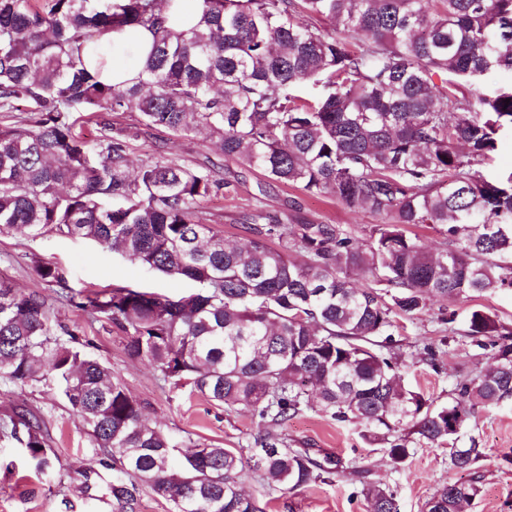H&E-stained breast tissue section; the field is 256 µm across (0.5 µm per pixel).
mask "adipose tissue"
<instances>
[{
    "mask_svg": "<svg viewBox=\"0 0 512 512\" xmlns=\"http://www.w3.org/2000/svg\"><path fill=\"white\" fill-rule=\"evenodd\" d=\"M151 42V34L141 28L127 27L104 34L98 42L99 53L105 59L102 80L111 83L132 80L137 73L133 59L145 56Z\"/></svg>",
    "mask_w": 512,
    "mask_h": 512,
    "instance_id": "obj_1",
    "label": "adipose tissue"
}]
</instances>
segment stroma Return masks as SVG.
<instances>
[{
    "label": "stroma",
    "instance_id": "1",
    "mask_svg": "<svg viewBox=\"0 0 512 512\" xmlns=\"http://www.w3.org/2000/svg\"><path fill=\"white\" fill-rule=\"evenodd\" d=\"M119 121L133 135L135 158L166 157L195 166L216 165L217 178L228 181L223 193L204 204L207 224L225 240L243 243L249 234L239 219L255 206L271 218L306 220L342 225L358 240H365L378 217L366 211L348 212L335 200L300 189L268 182L256 170H246L225 160L208 143L176 137L164 128L138 127L133 114ZM50 262L65 269L71 288L99 291L115 285L169 295L191 291L188 280H173L145 269L96 244L55 235L29 239L0 235V278L25 291L40 292L53 316L74 329L88 353L98 358L129 392L145 406V417L160 426L180 451L197 444H213L234 450L249 447L256 423L242 410L219 406L189 388L163 381L159 371L129 360L116 332L108 324L61 303L54 289L38 280L36 263ZM494 314L500 327L512 332V289L472 301L431 302L413 319H396L385 350L396 359L403 383L423 392L438 406L447 405L459 376L483 372L492 362V337L475 345L467 337L466 319L473 305ZM433 348L436 364H429L425 348ZM39 411L59 458L55 471L36 475L27 465L19 444L0 434V512H173L169 501L155 496L142 483L134 485L132 510L122 508L112 496L113 472L105 466L99 449L87 440L77 416L54 390L19 387L0 382V419L12 409ZM271 433L288 440L291 447L313 449L316 456H338L345 469L360 466L367 479L393 489L401 512H424L426 501L442 485L468 481V474L451 468L449 445L412 440L413 456L404 467L393 468L381 445L366 441L360 428L340 424L319 408H309ZM460 446L480 448L477 465L480 493L464 506V512H512V401L492 410H477L462 435ZM243 489L255 497L265 512H369L358 485L344 472L325 483L294 493L267 486L260 474L246 470Z\"/></svg>",
    "mask_w": 512,
    "mask_h": 512
}]
</instances>
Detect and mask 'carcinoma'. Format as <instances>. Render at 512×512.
Here are the masks:
<instances>
[{"mask_svg": "<svg viewBox=\"0 0 512 512\" xmlns=\"http://www.w3.org/2000/svg\"><path fill=\"white\" fill-rule=\"evenodd\" d=\"M183 0H0V112L29 116L0 126V234L83 239L166 276L198 284L184 296L125 286L85 293L39 262L37 278L71 308L120 334L126 356L174 385L257 419L248 461L288 493L336 474L267 426L317 402L384 444L398 468L413 454L404 431L430 444L460 437L476 407L512 399V335L493 344V367L460 380L446 406L401 383L397 363L369 347L395 317L432 298L455 301L512 288V174L476 166L512 124V88L475 102L457 96L489 73L512 71V0H196L197 20L177 30ZM341 27L320 35L301 21ZM140 26L153 43L129 84L90 69L98 38ZM134 113L145 128L214 143L224 159L274 183L332 197L380 217L360 242L337 224H282L255 208L252 234L231 246L202 219L224 189L209 167L172 159L134 163L130 137L112 124L86 140L77 113ZM444 237L437 252L410 231ZM371 284L356 288L349 273ZM498 332L473 308L466 335ZM65 325L51 331L45 298L0 279V379L55 384L115 473L113 498L134 501L140 481L174 512H263L243 493V453L176 445L144 420L143 406ZM33 471L58 458L40 413L3 422ZM481 451L452 448L472 471ZM351 475L370 512H400L395 492ZM478 478L438 489L425 512H461Z\"/></svg>", "mask_w": 512, "mask_h": 512, "instance_id": "1", "label": "carcinoma"}]
</instances>
